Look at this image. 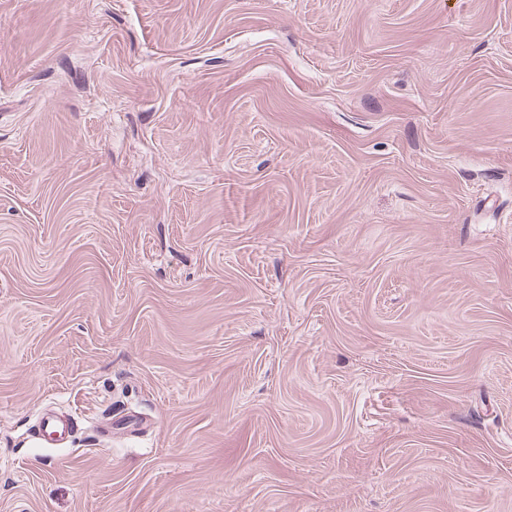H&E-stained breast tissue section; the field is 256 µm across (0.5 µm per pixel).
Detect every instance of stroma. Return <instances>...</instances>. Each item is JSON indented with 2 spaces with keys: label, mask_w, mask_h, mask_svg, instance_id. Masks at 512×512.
<instances>
[{
  "label": "stroma",
  "mask_w": 512,
  "mask_h": 512,
  "mask_svg": "<svg viewBox=\"0 0 512 512\" xmlns=\"http://www.w3.org/2000/svg\"><path fill=\"white\" fill-rule=\"evenodd\" d=\"M0 512H512V0H0ZM68 431V423L62 417L47 413L41 419L39 436L46 443L62 440Z\"/></svg>",
  "instance_id": "35a3bbf8"
}]
</instances>
